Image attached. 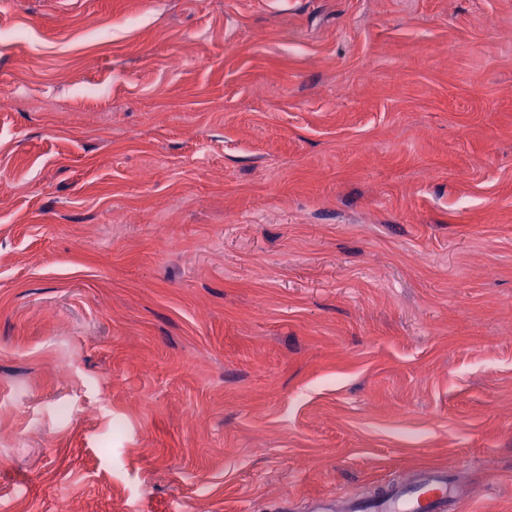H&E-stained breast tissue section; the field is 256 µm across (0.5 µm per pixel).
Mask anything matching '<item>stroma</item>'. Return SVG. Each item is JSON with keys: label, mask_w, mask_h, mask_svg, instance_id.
Returning a JSON list of instances; mask_svg holds the SVG:
<instances>
[{"label": "stroma", "mask_w": 512, "mask_h": 512, "mask_svg": "<svg viewBox=\"0 0 512 512\" xmlns=\"http://www.w3.org/2000/svg\"><path fill=\"white\" fill-rule=\"evenodd\" d=\"M0 512H512V0H0ZM449 498L454 499L455 511L461 512L469 498L466 493L458 497L455 493L448 496V479L444 473L433 471L413 485L402 484L395 489L385 503L383 509L386 512H436Z\"/></svg>", "instance_id": "stroma-1"}]
</instances>
